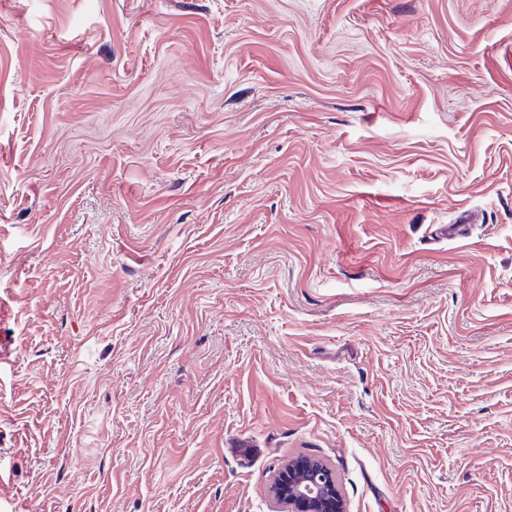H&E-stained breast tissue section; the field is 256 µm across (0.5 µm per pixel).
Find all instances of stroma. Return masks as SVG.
Segmentation results:
<instances>
[{"mask_svg":"<svg viewBox=\"0 0 512 512\" xmlns=\"http://www.w3.org/2000/svg\"><path fill=\"white\" fill-rule=\"evenodd\" d=\"M301 456L512 512V0H0V512Z\"/></svg>","mask_w":512,"mask_h":512,"instance_id":"obj_1","label":"stroma"}]
</instances>
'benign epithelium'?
Instances as JSON below:
<instances>
[{"mask_svg": "<svg viewBox=\"0 0 512 512\" xmlns=\"http://www.w3.org/2000/svg\"><path fill=\"white\" fill-rule=\"evenodd\" d=\"M270 494L279 512H348L336 473L317 458L288 462L273 478Z\"/></svg>", "mask_w": 512, "mask_h": 512, "instance_id": "obj_1", "label": "benign epithelium"}]
</instances>
